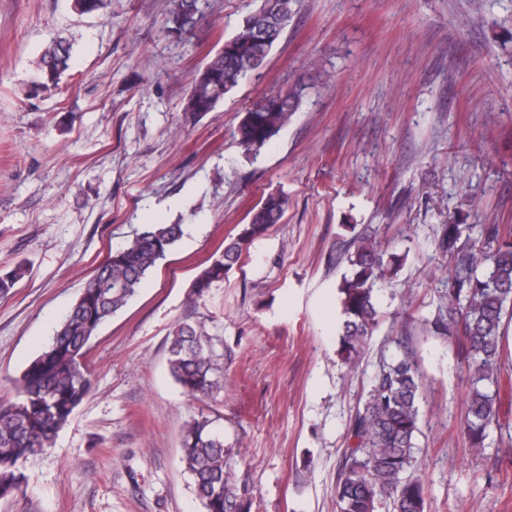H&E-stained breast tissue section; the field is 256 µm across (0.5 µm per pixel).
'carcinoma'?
<instances>
[{"mask_svg":"<svg viewBox=\"0 0 512 512\" xmlns=\"http://www.w3.org/2000/svg\"><path fill=\"white\" fill-rule=\"evenodd\" d=\"M202 0H172L165 25L172 36L193 34L203 19ZM111 0H74L82 14L100 13ZM293 0H256L224 47L196 73L185 111L211 112L248 73L261 67L293 19ZM72 44L56 40L42 54L32 92L59 86ZM305 96V86L266 95L238 123L234 137L245 158H257L286 126ZM288 197L268 194L249 223L224 246L222 256L197 278L201 294L237 264L243 248L280 222ZM183 236L181 224H143L111 253L87 281L46 348L25 369L12 401L0 402V497L23 491V463L50 447L55 434L88 394L91 381L82 357L98 328L134 298L143 280ZM460 225H442L437 247L449 258L448 289L428 329L457 348L468 393L461 423L468 451L480 454L490 432L501 428L498 395L504 340L512 322V234L492 225L496 246L485 254L458 245ZM407 254L384 249L373 234H357L336 252L345 265L337 285L342 318L336 354L356 366L383 312L379 298ZM24 274L23 266L0 274L5 296ZM396 353L380 357L369 397L348 425L346 448L336 475V512H424V482L416 472L421 433L422 378L408 337H391ZM169 369L184 393L203 401L224 387L212 349L194 324L178 323L167 339ZM183 462L204 512H251L253 495L238 475V454L224 447L212 420L200 416L182 438Z\"/></svg>","mask_w":512,"mask_h":512,"instance_id":"cac0c4a2","label":"carcinoma"}]
</instances>
